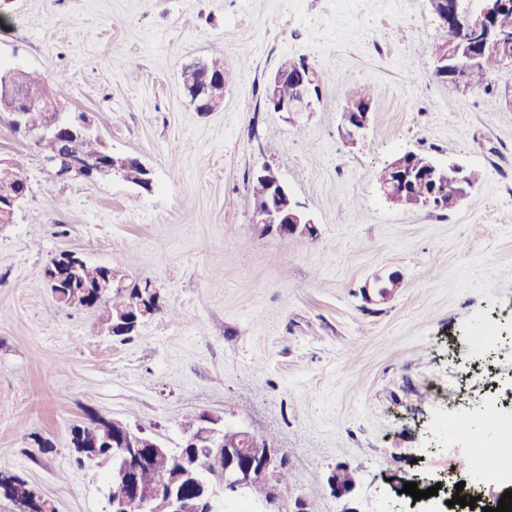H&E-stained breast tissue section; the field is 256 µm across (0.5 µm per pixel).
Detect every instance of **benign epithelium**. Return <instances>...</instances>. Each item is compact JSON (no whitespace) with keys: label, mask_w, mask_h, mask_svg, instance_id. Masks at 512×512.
<instances>
[{"label":"benign epithelium","mask_w":512,"mask_h":512,"mask_svg":"<svg viewBox=\"0 0 512 512\" xmlns=\"http://www.w3.org/2000/svg\"><path fill=\"white\" fill-rule=\"evenodd\" d=\"M512 0H480L476 8L464 5L463 0H430V8L438 23L448 28L451 51L445 53L435 62V71L448 65L461 68L459 63L456 33L465 28L476 29L478 46L498 50L512 44L495 24V15L503 6H509ZM284 82L296 85V98L288 102L278 95V89ZM0 90L5 93L15 92L20 98V107L10 118L11 127L32 142L43 139L56 140L61 148L62 166L55 169L61 178L71 176L88 180L105 179L118 176L135 186L151 189L150 170L137 158L104 152L106 163L88 161L74 146L80 136L95 137L96 128L84 112H71L61 101L46 103L39 96L28 93L17 83L8 78L0 79ZM269 100L274 112H311L316 104L311 69L297 68L295 71L274 74L268 85ZM203 102L197 105L199 112H214L221 107L224 100V76L215 75L206 79L202 90ZM41 111L46 113V120L39 126L27 123L28 113ZM370 122V112H355L353 107H342L341 135L345 142L354 144L364 136ZM464 171L461 165L448 162L439 163L432 159L423 162L425 177L434 181H444L453 176L460 178ZM258 176L270 184L276 197L275 207L257 206L252 209V223L263 235L273 234L283 238L299 233L312 235L315 225L300 202L294 199L279 175L270 167L257 170ZM27 193V178L16 179L13 195L0 199V224L14 223ZM84 263L83 256L75 251H64L52 257L44 267L43 275L54 300L66 307H73L77 298L59 291L61 280L68 273H76ZM97 429L107 434L121 433L119 445L114 447L117 462L108 476V484L120 483L126 493L108 499L109 512H154L157 502L161 501L165 512H214L213 504L219 495L230 499L241 495L255 484H263L268 489L267 504L273 512H308L304 498H285L281 471L288 466V458L279 450L271 447L264 439L247 428H239L240 441L234 448L224 447V421L207 414L199 416L196 427L187 432L183 445L201 442L210 449L209 456H188L176 452L155 436L141 429H133L118 420L101 418ZM150 450L151 459L172 461V472L160 486H143L134 481L131 472L134 465L142 459L145 450ZM337 467L328 477V487L337 499L349 498L358 491V479L345 487L336 481ZM0 497L6 498L12 505V512H38L34 504L42 502V510L51 512L53 507L24 478H14V472L3 468L0 470Z\"/></svg>","instance_id":"benign-epithelium-1"}]
</instances>
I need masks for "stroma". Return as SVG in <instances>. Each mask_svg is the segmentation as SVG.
Listing matches in <instances>:
<instances>
[{
	"mask_svg": "<svg viewBox=\"0 0 512 512\" xmlns=\"http://www.w3.org/2000/svg\"><path fill=\"white\" fill-rule=\"evenodd\" d=\"M440 34L429 0H0V68L65 76L68 108L153 179L58 178L0 119V157H22L29 182L0 224V467L56 512H108L71 428L100 415L176 449L207 413L288 456L286 491L310 512H342L327 485L339 465L360 479L359 512H408L401 489L444 448L440 421L512 370V341L473 355L483 326L512 327V63L489 90L448 86ZM214 56L224 103L199 112L181 72ZM286 58L314 64L327 95L371 88L363 139L345 143L331 103L266 107ZM402 151L479 181L450 209L388 204L373 174ZM264 165L315 236L256 232L246 186ZM64 250L150 281L178 318L123 339L99 310L57 306L43 268ZM391 272L403 288L364 297Z\"/></svg>",
	"mask_w": 512,
	"mask_h": 512,
	"instance_id": "35a3bbf8",
	"label": "stroma"
}]
</instances>
